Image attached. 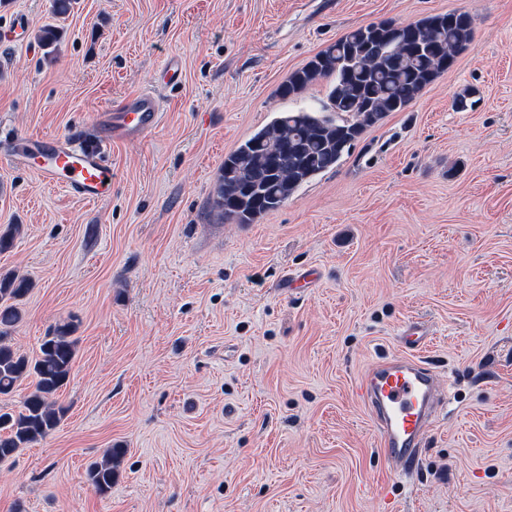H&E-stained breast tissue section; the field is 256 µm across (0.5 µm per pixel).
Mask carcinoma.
<instances>
[{
	"mask_svg": "<svg viewBox=\"0 0 512 512\" xmlns=\"http://www.w3.org/2000/svg\"><path fill=\"white\" fill-rule=\"evenodd\" d=\"M473 36L474 19L466 12L429 15L406 25L371 23L344 34L292 72L279 89L291 99L328 78L326 101L317 109L281 113L226 155L211 213L222 223L251 224L280 208L304 183L335 168L366 128L402 111L451 69ZM59 38L54 25L37 35L49 55ZM31 288L25 276L0 274V395L11 394L26 378L34 380L19 411L0 408L1 462L57 427L65 409L56 396L70 379L76 355L70 323L50 329L33 358L8 342ZM124 453L108 448L90 466L88 481L97 494L111 491Z\"/></svg>",
	"mask_w": 512,
	"mask_h": 512,
	"instance_id": "carcinoma-1",
	"label": "carcinoma"
}]
</instances>
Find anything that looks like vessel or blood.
I'll list each match as a JSON object with an SVG mask.
<instances>
[{
  "instance_id": "vessel-or-blood-1",
  "label": "vessel or blood",
  "mask_w": 512,
  "mask_h": 512,
  "mask_svg": "<svg viewBox=\"0 0 512 512\" xmlns=\"http://www.w3.org/2000/svg\"><path fill=\"white\" fill-rule=\"evenodd\" d=\"M159 99L150 92L126 98L104 120L117 139L144 136L160 121ZM18 161L39 157L38 172L50 184L61 185L85 201L105 198L113 171L98 149L73 147L57 139L18 138ZM401 354L376 362L362 375L356 394L371 414L380 448L395 472L404 473L419 461L422 444L433 423V406L442 391L438 375L420 355L425 333L414 323L399 334Z\"/></svg>"
}]
</instances>
